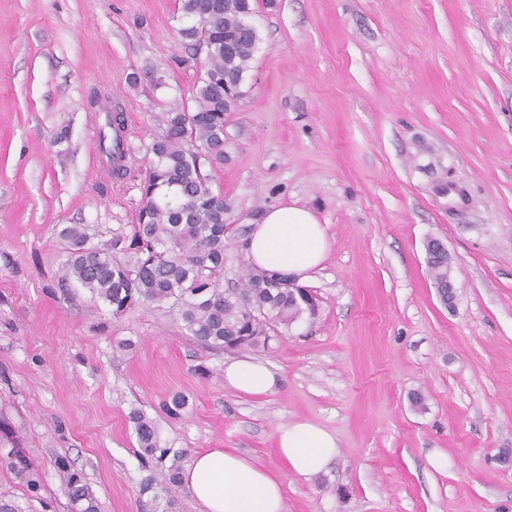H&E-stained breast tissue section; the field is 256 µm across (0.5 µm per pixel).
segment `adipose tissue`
Segmentation results:
<instances>
[{
	"label": "adipose tissue",
	"mask_w": 512,
	"mask_h": 512,
	"mask_svg": "<svg viewBox=\"0 0 512 512\" xmlns=\"http://www.w3.org/2000/svg\"><path fill=\"white\" fill-rule=\"evenodd\" d=\"M329 250L326 228L309 208L285 205L262 213L251 228L246 258L295 282L309 280ZM224 382L246 396L273 391L276 377L262 361L239 358L224 368ZM278 452L303 478L323 472L338 454L335 437L322 427L296 421L281 427ZM181 483L202 512H286L282 481L232 448L195 452Z\"/></svg>",
	"instance_id": "1"
}]
</instances>
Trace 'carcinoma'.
I'll use <instances>...</instances> for the list:
<instances>
[{
	"label": "carcinoma",
	"instance_id": "1",
	"mask_svg": "<svg viewBox=\"0 0 512 512\" xmlns=\"http://www.w3.org/2000/svg\"><path fill=\"white\" fill-rule=\"evenodd\" d=\"M183 15L196 23L179 30L191 58L204 55L193 93L194 109L168 106L157 115L159 132L149 146L152 159L140 180L141 205L130 231H112V240L89 243L84 229L65 228L67 259L61 286L74 281L120 316L135 305L166 308L199 342L228 351L268 346L271 334L288 330L304 316L316 314L310 292L295 282L254 267L240 256L242 274L232 288L224 287L227 243L246 247L249 229L224 223L230 211L224 191L213 188L224 163V126L228 112L242 96L241 86L262 37L249 22L250 0H182ZM124 127L120 104L106 112L98 141L106 157L105 171L121 179L128 143L114 135ZM430 277L439 296L448 290V252L438 241L426 242ZM186 399L174 395L158 410L180 416ZM138 442L137 455L147 474L140 493L155 503L171 505L180 487L188 453L160 446L155 420L131 411ZM0 463L37 497L42 479L19 448H0ZM74 512H100L97 498L79 472L56 464Z\"/></svg>",
	"mask_w": 512,
	"mask_h": 512
}]
</instances>
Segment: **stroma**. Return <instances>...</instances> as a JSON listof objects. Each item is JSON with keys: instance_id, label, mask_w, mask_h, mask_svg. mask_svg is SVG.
I'll use <instances>...</instances> for the list:
<instances>
[{"instance_id": "1", "label": "stroma", "mask_w": 512, "mask_h": 512, "mask_svg": "<svg viewBox=\"0 0 512 512\" xmlns=\"http://www.w3.org/2000/svg\"><path fill=\"white\" fill-rule=\"evenodd\" d=\"M251 5L262 44L216 184L232 223L295 202L331 243L307 284L317 314L252 352L279 381L258 397L225 386L233 353L172 315L116 319L60 286L61 230L97 244L133 224L153 115L192 101L181 0H0V446L24 448L43 481L30 497L0 465V500L71 512L64 457L102 512H154L137 408L162 447L233 448L277 474L287 512H512V0ZM95 88L128 126L130 173L106 192ZM177 392L182 415L157 414ZM293 421L335 436L326 472L305 479L280 457ZM426 257L430 277L438 288V294L444 300V292L453 287L448 286V252L438 240L430 239L426 242Z\"/></svg>"}]
</instances>
